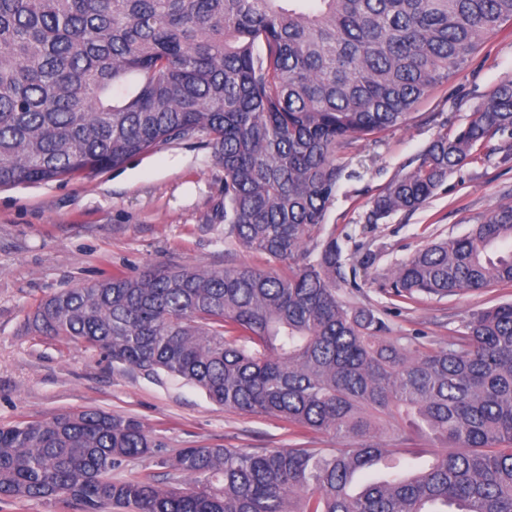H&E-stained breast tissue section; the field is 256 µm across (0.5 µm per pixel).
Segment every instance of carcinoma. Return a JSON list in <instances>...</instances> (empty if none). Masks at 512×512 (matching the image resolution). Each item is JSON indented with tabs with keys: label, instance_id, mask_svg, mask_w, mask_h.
Returning <instances> with one entry per match:
<instances>
[{
	"label": "carcinoma",
	"instance_id": "cac0c4a2",
	"mask_svg": "<svg viewBox=\"0 0 512 512\" xmlns=\"http://www.w3.org/2000/svg\"><path fill=\"white\" fill-rule=\"evenodd\" d=\"M512 22V0H0V187L123 167L202 136L224 169V243L267 270L155 265L61 291L30 318L112 362L202 389L227 411L329 432L343 448L166 455L136 418L84 410L0 427V500L81 512H512V302L438 348L390 338L343 299L336 239L317 243L343 169L336 150L403 125ZM512 83L438 134L372 201L412 211L497 134ZM512 285V207L421 249L391 293ZM426 439L423 470L367 439ZM151 457L171 481L112 478ZM0 512H81L80 507L67 500L2 499Z\"/></svg>",
	"mask_w": 512,
	"mask_h": 512
}]
</instances>
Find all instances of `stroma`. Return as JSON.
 Masks as SVG:
<instances>
[{
  "mask_svg": "<svg viewBox=\"0 0 512 512\" xmlns=\"http://www.w3.org/2000/svg\"><path fill=\"white\" fill-rule=\"evenodd\" d=\"M512 81V25H503L410 120L373 146L354 139L336 154L346 166L322 238H336L355 286L344 298L380 312L393 335L438 347L471 312L512 301V286L404 301L385 285L396 267L440 237L467 234L512 206V157L499 134L451 173L419 209L368 223L371 201L441 132L456 134L495 89ZM234 259L268 268L265 255L224 243V170L199 138L173 139L121 169L0 189V426L100 409L140 420L168 454L223 446L247 452L332 448L329 433L293 434L280 419L229 412L199 388L152 379L64 336L33 331L36 306L64 288L154 264L223 267Z\"/></svg>",
  "mask_w": 512,
  "mask_h": 512,
  "instance_id": "1",
  "label": "stroma"
}]
</instances>
